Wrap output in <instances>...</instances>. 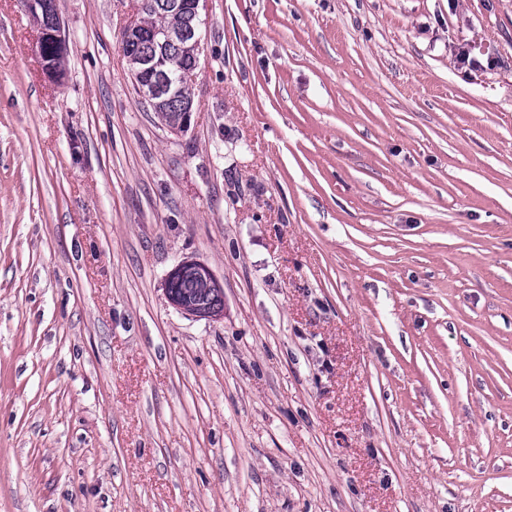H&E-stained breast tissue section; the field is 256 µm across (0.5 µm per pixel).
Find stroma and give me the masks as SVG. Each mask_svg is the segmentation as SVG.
I'll list each match as a JSON object with an SVG mask.
<instances>
[{"label":"stroma","mask_w":512,"mask_h":512,"mask_svg":"<svg viewBox=\"0 0 512 512\" xmlns=\"http://www.w3.org/2000/svg\"><path fill=\"white\" fill-rule=\"evenodd\" d=\"M0 0V512H512V0ZM207 265L224 313L163 284ZM142 2L141 9L139 10L140 23L146 31L153 29H160L167 26L169 21V14L172 12L173 19L169 26L160 34L144 33L137 22L138 8L136 3L134 7V17L125 25L122 31V41L135 42L138 47L127 49L126 43H120L122 52L125 51L124 56L127 58L130 65L131 72L138 68L135 63L136 58L144 68L136 72V77L139 82V93L142 99L152 108L159 106L163 102V97L167 92V85L165 80L166 69L168 67L166 61L162 56H154L152 58L144 59L141 56H153L159 51V47L153 45L150 41H143V39H151L161 46L175 45L182 46L190 44L195 49L196 55L194 61L191 58L189 51L183 48L170 46L166 48L167 55L172 60L173 65L180 67L192 68L198 66L199 57L201 53L200 37L198 36V18L200 11L204 9L205 3L208 0H191L187 6L177 4L172 11V4L175 1L187 0H138ZM124 48H126L124 50ZM148 71L152 77L145 79L144 72ZM46 39H50L54 43L55 53L50 57H42V71L48 80L58 82L64 76L63 65L67 54V43L61 22L53 29H42L39 31L37 39L38 46ZM194 105L193 96L189 89L188 85H185L178 93L174 95L162 108L159 110H154L156 112L157 117L166 127L170 128L175 126V124L180 122L177 126L170 128L171 132H182L181 130H185L190 125L192 107L189 106L187 110L184 112V107L188 104ZM182 112V114H181ZM186 271L193 273V276L196 278L201 288L211 289L214 293H222L224 291L223 284L218 280L208 266L197 261L185 260L178 263L172 270H170L165 279L164 291L169 303L177 311L188 316L196 318H213L220 316L219 313L215 314L213 311L204 308L196 298L189 296L176 297L169 292V281Z\"/></svg>","instance_id":"stroma-1"}]
</instances>
